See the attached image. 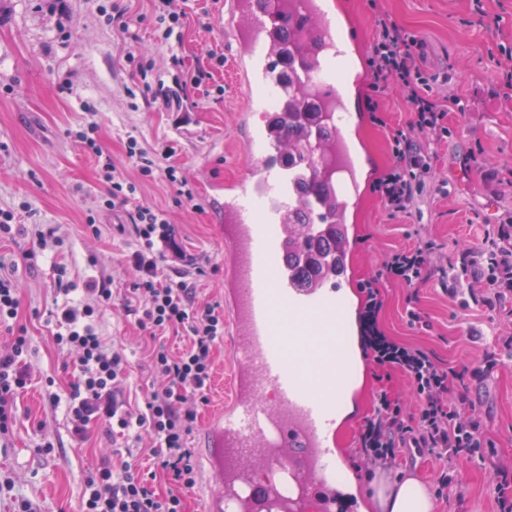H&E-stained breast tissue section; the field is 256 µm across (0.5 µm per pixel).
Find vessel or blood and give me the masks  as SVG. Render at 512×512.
<instances>
[{
  "instance_id": "b4317fda",
  "label": "vessel or blood",
  "mask_w": 512,
  "mask_h": 512,
  "mask_svg": "<svg viewBox=\"0 0 512 512\" xmlns=\"http://www.w3.org/2000/svg\"><path fill=\"white\" fill-rule=\"evenodd\" d=\"M335 0H225L224 30L238 44L234 65L249 88L248 109L264 108L281 91L267 54L291 52L296 76L312 80L321 99L346 104L357 90L334 65L348 44L335 25ZM304 34L294 51L295 34ZM336 164L331 184L339 212L360 195L357 159L336 117ZM249 162L242 182L224 188V306L231 315L233 396L208 421L202 481L205 512H275L332 483L338 401L345 385L339 304L350 280L342 260L313 288L296 287L285 259L282 224L295 193L269 126L242 124Z\"/></svg>"
}]
</instances>
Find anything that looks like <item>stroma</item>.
Instances as JSON below:
<instances>
[{
  "label": "stroma",
  "mask_w": 512,
  "mask_h": 512,
  "mask_svg": "<svg viewBox=\"0 0 512 512\" xmlns=\"http://www.w3.org/2000/svg\"><path fill=\"white\" fill-rule=\"evenodd\" d=\"M340 26L351 34V75L369 74L373 15L370 0H340ZM403 28L422 40V66L437 77L440 94L460 99L448 114V137L436 147V181L447 183V197L425 189L411 215L389 217L374 185L391 161L393 128L411 117L398 88L380 93L381 110L366 109L370 85L357 94L359 119L348 136L357 156L374 166L362 197L349 213L356 231L350 241L349 302L362 313L363 282L371 279L384 255L417 241H434L439 255L480 247L484 232L512 218V87H505L497 65L499 42L512 40V0H485L477 14L473 0H381ZM126 9L129 35L112 27L113 7ZM224 0H185L187 23L181 40L161 43L149 0H0V209L30 228L59 226L62 238L34 259H26L30 240L0 241V272L18 283L17 324L29 337L24 358L30 381L16 398L17 422L0 438V512H16L30 501L37 512H80L87 481L113 450L126 452L148 473L153 444L144 430L111 434L108 424L91 422L83 440L71 434L70 386L77 373L74 352L60 348L57 308L80 299L91 279L109 281L111 304L94 325L106 347L127 360L122 399L138 408L157 379L145 366L153 340L124 309L123 298L138 279L127 263L134 250L130 208L102 210L96 227L86 217L92 200L107 197L98 162L85 151L79 134L87 121L98 124L104 154L137 186L148 202L179 228L177 243L194 257L191 277L199 303L224 302V184L243 176L239 121L260 125L264 115L246 113L248 89L235 82L229 67H211L210 53L224 54L220 22ZM153 63L140 79V61ZM210 69L200 87H185L187 73ZM136 139L156 163L141 176L127 159V141ZM477 161H466L469 152ZM175 166L193 195L180 202L163 179ZM65 275H57V267ZM384 306L379 319L391 336L430 352L444 366L476 371L482 354L494 349L498 367L478 381L467 380V395L477 400L484 436L483 458L463 463L458 481L433 512H498L493 486L498 469L512 472V350L495 339L496 321L470 299H451L438 281L419 291L428 328L409 327L408 288L380 282ZM352 382L341 396L337 426L341 464L336 473L334 512H358L372 496L378 474L389 479L413 476L436 488L440 464L430 455L401 456L384 472L366 469L358 448L360 427L372 411L373 394L387 387L407 408L415 400L406 380L380 383L379 369L355 349Z\"/></svg>",
  "instance_id": "1"
}]
</instances>
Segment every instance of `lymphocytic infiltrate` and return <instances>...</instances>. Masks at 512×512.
<instances>
[{"mask_svg": "<svg viewBox=\"0 0 512 512\" xmlns=\"http://www.w3.org/2000/svg\"><path fill=\"white\" fill-rule=\"evenodd\" d=\"M374 27L372 87L377 90L396 85L413 113L412 120L391 133L393 161L378 178L375 190L391 214L405 215L415 196L433 178L429 148L448 136V106L444 97L434 94L428 78L415 64L421 45L418 36L379 9L374 12ZM85 143L95 157L104 160L101 172L108 185L107 206L130 205L135 185L112 160L104 159L94 138H86ZM132 220L138 247L131 259L139 277L125 309L138 327L149 333L185 329L189 344L175 355L162 343L149 349L148 367L160 383L147 396L144 411L136 413L123 409L118 398L126 361L120 351L105 347L92 325L99 306L112 298L110 288L100 282L86 283L84 302L62 309L60 318L66 331L57 334L54 341L77 355L80 377L72 388L70 407L74 435L84 437L94 419L109 421L122 431L133 425L145 428L155 440L151 450L154 465L171 489L167 495L156 494L135 467L119 456L90 476V493L82 503V512H186L182 492L196 482L188 443L195 429L196 408L209 400L213 351L224 336V313L218 306L197 302L196 290L188 282L191 258H184L183 268H169L164 249L175 245V231L162 213L141 204L135 206ZM492 234L490 247L459 250L453 262L456 275L440 284L452 297L461 283H468L473 304L491 312L512 299V225H497ZM436 269L431 243L421 242L387 253L377 277L364 286V352L385 374L397 373L407 380L417 408L407 411L400 399L386 390L376 391L374 411L362 425L359 446L366 463L372 466L395 461L410 446L435 456L443 462L437 485L444 493L460 462L473 459L486 445L475 404L456 391L464 374L440 365L423 348L389 336L379 323L383 307L379 281L417 289L430 281ZM28 345L26 331L20 327L12 332L7 351L0 353V435L12 428L15 396L27 385L22 361Z\"/></svg>", "mask_w": 512, "mask_h": 512, "instance_id": "1", "label": "lymphocytic infiltrate"}]
</instances>
